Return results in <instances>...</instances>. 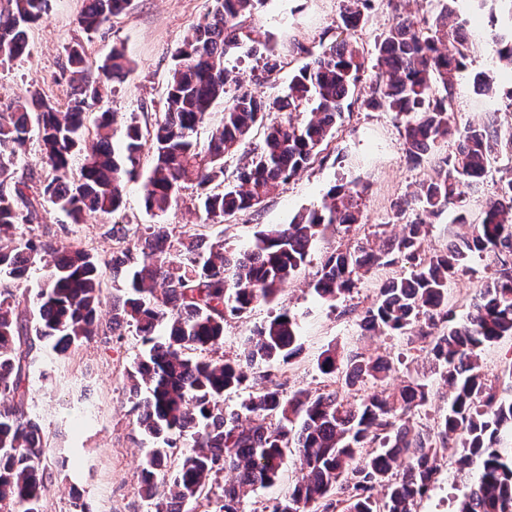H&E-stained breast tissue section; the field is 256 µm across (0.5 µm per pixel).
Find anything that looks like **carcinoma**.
Segmentation results:
<instances>
[{
  "label": "carcinoma",
  "mask_w": 512,
  "mask_h": 512,
  "mask_svg": "<svg viewBox=\"0 0 512 512\" xmlns=\"http://www.w3.org/2000/svg\"><path fill=\"white\" fill-rule=\"evenodd\" d=\"M49 2L6 0L0 10L1 69L27 54L29 28L47 14ZM128 2L87 0L77 24L96 32ZM211 2L207 18L174 55L164 111L145 129L128 124L122 144L113 141L116 113L99 112L92 132L86 124L87 110L102 102L108 84L130 72L116 49L94 70L81 45L69 48L67 106L34 89L0 110V512H44L46 443L27 410L24 386L35 341L52 340L66 350L96 335L103 300L102 261L94 249L81 242L60 248L37 234L18 237V225L37 221L45 201L72 224L88 213L118 216L145 153L152 163L141 185L147 212L164 215L191 186L204 223L222 224L256 208L307 168L334 137L354 94L364 108L395 115L414 164L450 135L460 142L435 176L411 193L415 218L395 205L401 235L382 245L329 252L313 290L334 300L373 266L409 262L410 273L381 285L362 326L380 334L409 333L422 343L452 391L448 409L431 424L418 420L430 393L427 379L418 375L394 394H359L367 381H385L394 370L392 358L331 346L319 369L336 380V388L287 396L280 386L268 385L237 409L224 410V395L239 390L251 369L287 363L300 349L298 321L284 310L244 337L239 360L217 359L224 323L273 302L306 265L316 240L336 225L356 223L355 184L333 186L321 208L288 224L263 226L245 250L203 236L184 241L168 224H149L135 248L114 250L108 260L121 280L112 295V331H132L145 346L127 372L139 397V428L156 444L140 471L143 498L198 505L210 499L207 482L230 470L235 480L222 488L219 512H240L242 499L274 484L295 452L301 477L273 512H416L436 480L440 455L452 450L462 465L478 470L456 512H512V397L499 392L502 382H512V360L492 377L480 365L483 351L512 339V169L477 218L464 204L465 191L485 179L496 155H512V130L504 134L491 121L458 125L456 75L467 68L470 21H453L457 0H437L427 27L400 16L369 53L345 39L319 53L303 47L309 61L293 75L286 96L266 104L240 88L230 91L236 79L226 66L250 38L243 17L262 0ZM496 3L498 55L511 68L512 0ZM373 7L374 0H347L338 27L357 29ZM370 61L378 72L363 92L361 76ZM220 100L224 112L202 143L198 129ZM302 108L310 109L311 118L300 125L288 119L265 123L274 109ZM258 127L260 141L227 172V158ZM34 130L51 172L40 200L26 194L17 171ZM451 207L453 222L470 225V231L454 235L440 252H426L429 220ZM473 255L493 258L495 270L459 318L448 305V284ZM39 264L48 276L36 294L38 318L31 328L14 288ZM270 416L277 424L266 423ZM188 437L189 449L176 451Z\"/></svg>",
  "instance_id": "carcinoma-1"
}]
</instances>
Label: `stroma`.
<instances>
[{
  "mask_svg": "<svg viewBox=\"0 0 512 512\" xmlns=\"http://www.w3.org/2000/svg\"><path fill=\"white\" fill-rule=\"evenodd\" d=\"M342 4L343 0H265L248 25L254 39L275 51L281 69L270 76L263 71L261 59L241 57L235 72L243 87L265 100L280 98L287 92L291 76L306 62L307 51H321L344 38L372 50L396 12L421 20L431 15L436 0H375L365 24L346 33L337 27ZM210 5V0H130L125 13L89 35L75 22L85 0H52L48 15L29 32V55L0 69V103L17 100L37 88L66 104L69 87L63 73L68 66V47L82 44L93 66L118 48L131 60L132 69L122 82L110 85L104 106L118 114L114 139L122 141L125 122L149 123L162 112L173 55ZM482 73L494 80L493 96L482 97L473 91V78ZM455 112L462 124L492 115L498 127L512 126V81L491 39H481L470 47L468 66L458 78ZM337 127L323 159L280 185L256 208L230 221L202 225L191 189L166 214L153 216L146 212L135 183L126 189L121 217L132 240L144 225L162 222L171 225L177 237L190 239L202 234L243 250L264 225L289 223L297 213L321 208L332 186L355 183L360 192L359 222L337 227L316 241L307 265L273 303L259 304L243 317L228 320L218 353L224 359H236L244 336L269 316L287 310L298 319L301 349L290 363L271 371L272 380L285 393L304 390L318 394L330 389L331 380L318 368L328 346L355 349L368 356L386 351L395 367L387 388H398L410 375L427 374L431 396L426 411L429 417H437L448 408V388L431 375L426 353L406 337L370 336L359 326L363 313L375 303L380 284L395 275V268H373L357 281L350 295L335 301L319 298L312 289L332 248L375 243L399 233L392 207L409 200L422 178L434 175L437 157L428 155L422 167H413L402 149L393 113L382 109L367 110L352 103ZM111 227L110 219L95 215L82 224L69 223L49 205L42 213L39 231L63 246L81 240L107 259L113 247ZM102 279L105 304L98 335L65 352L47 343L38 345L37 365L26 381L28 411L45 434L46 461L52 472L43 491L45 512H74L70 495L74 489L80 490L81 503L93 505L96 512H156L141 495L139 477L153 443L137 427L127 379L141 344L128 333L110 335L111 267H104ZM438 466V479L419 502L418 512H454L457 500L470 487L471 471L460 470L454 458L440 460ZM296 476L294 463L286 462L279 482L245 497L242 512H272L275 502L291 491Z\"/></svg>",
  "mask_w": 512,
  "mask_h": 512,
  "instance_id": "stroma-1",
  "label": "stroma"
}]
</instances>
